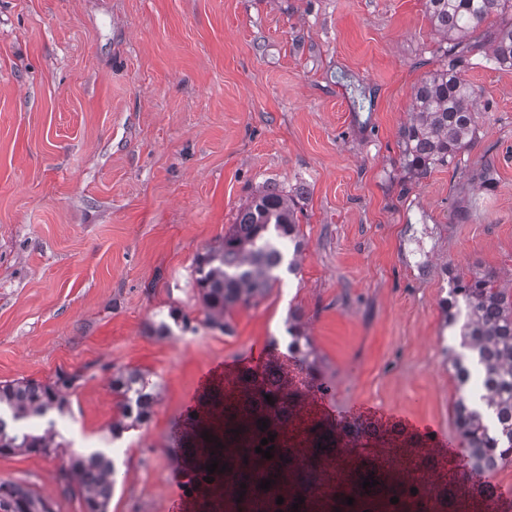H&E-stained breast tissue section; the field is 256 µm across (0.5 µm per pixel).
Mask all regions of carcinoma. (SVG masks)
Listing matches in <instances>:
<instances>
[{"mask_svg":"<svg viewBox=\"0 0 512 512\" xmlns=\"http://www.w3.org/2000/svg\"><path fill=\"white\" fill-rule=\"evenodd\" d=\"M426 7L434 29L447 41L442 55L448 62L417 85L413 118L401 133L406 168L417 179L436 164H451L474 140L476 89L456 70L455 55L459 48L464 52L480 48L466 39L492 16L501 19V25L491 37V55L483 60L496 68H512V0H426ZM277 242L292 246L288 269H294L304 242L293 201L274 187L253 196L224 239L197 254L193 283L203 302L204 325L231 333L233 308L264 297L279 282L270 252ZM169 318V323L148 325L149 333L171 336L175 328L196 330L177 307L170 309ZM443 319L455 340L445 352L448 370L461 391L454 418L465 456L493 472L512 462V295L491 272L470 280L457 275L443 301ZM299 320L298 312H289V357L301 383L324 392L315 350L300 331ZM474 376L477 382L472 385ZM80 379L76 373H62L52 384L0 383V455L59 454L64 444L58 441L60 433L49 414H65L68 401L62 390L75 388ZM287 388L288 373L275 357L260 373L244 369L236 381L213 387L198 400L196 409L179 418L181 485L196 512H445L443 496L413 494L385 470L365 467L364 457L343 478H336L327 462L338 460L333 453L340 443L338 423L328 418L305 428L310 448L302 452L299 465H290L283 457L288 447L287 418L300 401ZM112 391L120 419L112 423L110 432L120 439L149 420L159 385L138 369H125L113 376ZM42 419L45 428L28 427ZM264 438L266 446L261 445ZM259 445L264 451L272 447L273 457L266 459L256 452ZM215 460L217 470L210 473L206 466ZM209 476L214 478L211 483ZM366 478L378 484L364 489ZM61 479L68 489L78 487L85 512H107L118 465L101 448L73 453ZM267 479L271 486L266 491L260 483ZM242 483L246 487H240ZM279 496L284 498L281 504L276 503ZM348 497L354 498L353 504H346ZM393 497L399 502L391 503ZM0 512H53V508L19 484L0 480Z\"/></svg>","mask_w":512,"mask_h":512,"instance_id":"carcinoma-1","label":"carcinoma"}]
</instances>
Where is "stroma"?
I'll use <instances>...</instances> for the list:
<instances>
[{"mask_svg":"<svg viewBox=\"0 0 512 512\" xmlns=\"http://www.w3.org/2000/svg\"><path fill=\"white\" fill-rule=\"evenodd\" d=\"M426 0H0V382L83 380L57 428L104 447L112 378L161 385L125 433L109 512H168L173 422L207 366L284 336L301 313L335 420L385 410L456 436L442 303L456 275L512 280V69H461L476 138L417 180L399 133L440 65ZM290 196L295 274L201 327L197 254L264 187ZM180 308L197 332L149 323ZM402 473L439 458L367 447ZM66 455L0 456V480L82 512Z\"/></svg>","mask_w":512,"mask_h":512,"instance_id":"obj_1","label":"stroma"}]
</instances>
